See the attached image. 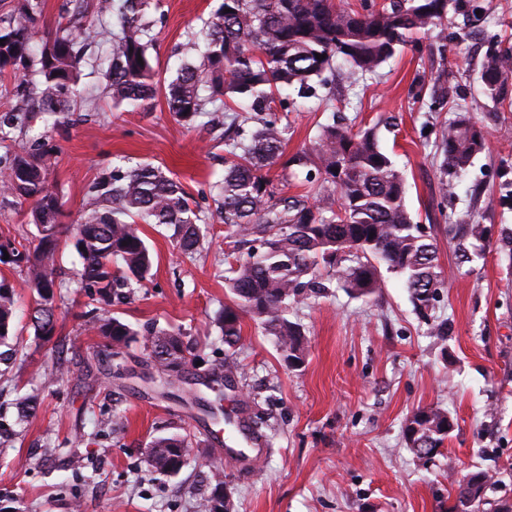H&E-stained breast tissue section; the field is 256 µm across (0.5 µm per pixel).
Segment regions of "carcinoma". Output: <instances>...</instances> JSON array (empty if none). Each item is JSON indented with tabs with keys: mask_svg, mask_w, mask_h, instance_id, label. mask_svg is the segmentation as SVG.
I'll return each mask as SVG.
<instances>
[{
	"mask_svg": "<svg viewBox=\"0 0 512 512\" xmlns=\"http://www.w3.org/2000/svg\"><path fill=\"white\" fill-rule=\"evenodd\" d=\"M450 0H389L359 12L333 0H220L200 41L186 44L184 60L165 87V102L176 120L190 124L211 103L233 112L253 113L256 126L244 128L231 117L224 129V179L218 185V212L231 228L232 238L248 246L235 258L226 278L232 303L224 305L218 327L224 342V381L238 376L236 352L241 342V319L249 316L274 338L283 360L298 368L305 359L302 326L288 318L290 309L325 290L320 269L356 297H371L385 287L382 271L400 276L415 310L433 307L446 284L437 262V246L415 223L406 202L403 173L381 147L376 127L352 132L334 123L322 126L317 140L291 156L284 152V128L274 114L277 93L294 89L304 97L323 85L322 74L342 60L351 76L373 74L396 49L416 42L443 24ZM42 0H19L17 13L0 18V76L17 80L13 111L30 121L38 115L57 126L64 123L83 76L86 41L100 32L81 20L93 16L116 19L109 42L111 66L108 89L116 107L152 110L157 95V71L150 48L148 0H79L76 17L53 37L37 46L33 30ZM324 56L319 60L316 55ZM35 71L31 84L26 73ZM485 94L495 102L512 79V50L490 46L480 70ZM444 180L467 170L486 145L484 127L467 112L440 127L437 133ZM10 157L0 166V189L34 203L33 242L7 239L9 263L26 273V284L37 295L30 317L34 336L51 339L46 325L55 319L57 289L54 277L68 227L62 224L63 203L50 178L51 154L22 140L13 141ZM306 169V191L283 196L268 170ZM96 208L78 225L75 247L81 258L78 288L89 298L82 317L86 326L106 339L110 354L119 357L139 333L118 317L103 314L122 289L142 287L153 267L152 253L140 235L137 221L174 227L179 248L188 253L199 244L200 216L173 178L151 164L114 169L97 184ZM339 212L328 213L332 200ZM455 233L461 262L481 255L489 243L488 229L461 220L449 225ZM120 263L124 275L112 272ZM14 286L0 279V361H9L23 348L16 320ZM150 352L166 370L165 385L183 381L178 371L193 361V348L179 328L149 333ZM227 423L257 445L270 444L272 427L250 412ZM455 423L439 407L419 408L405 420L404 437L413 458L428 465L441 453ZM184 435L151 440L148 464L162 475L175 474L181 463ZM491 476L475 472L458 485L457 504L448 512H479L485 504ZM219 472L209 471L206 490L197 501L199 512H214L220 488Z\"/></svg>",
	"mask_w": 512,
	"mask_h": 512,
	"instance_id": "1",
	"label": "carcinoma"
}]
</instances>
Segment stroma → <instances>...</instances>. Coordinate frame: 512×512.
Wrapping results in <instances>:
<instances>
[{
  "label": "stroma",
  "mask_w": 512,
  "mask_h": 512,
  "mask_svg": "<svg viewBox=\"0 0 512 512\" xmlns=\"http://www.w3.org/2000/svg\"><path fill=\"white\" fill-rule=\"evenodd\" d=\"M475 2L479 15L449 12L446 55L430 51L437 36L431 32L398 49L375 74L352 78L339 62L324 73L317 96L287 94V153L310 146L334 117L355 130L378 125L382 147L404 173L408 208L437 243L448 276L437 302L419 314L390 273L369 299L329 288L289 313L308 337L296 369L243 317L242 373L235 390L221 396L200 380L224 360L215 318L229 301L224 271L233 261L230 229L215 203L224 178V114L186 125L161 95L149 112L113 107L106 39L89 43L69 124L52 128L39 120L22 137L52 147L53 186L67 224L93 209L92 185L116 164L149 163L181 183L205 218L203 246L182 255L172 229L141 225L154 256L152 276L115 299L110 312L139 329H182L198 364L174 395L163 396L146 339L123 357H106L104 339L80 316L81 259L71 246L55 270L64 286L56 333L35 339L29 314L36 298L25 273L0 263V277L16 289L24 340L23 352L0 373V422L16 427L0 434V512H196L204 464L223 470L235 512H442L464 476L484 470L495 476L488 499L512 500V264L498 244L501 232L512 230V210L498 204L501 183L512 180V102H493L480 81L488 43L512 47V0ZM218 5L162 0L148 11L160 80L175 74L188 39ZM461 111L485 127L487 145L445 193L434 131ZM31 209V202L0 195V237L34 234ZM467 212L488 225L491 244L462 263L448 226ZM439 321L448 333L436 338L430 325ZM33 392L42 398L39 410L17 423L19 402ZM194 394L220 400L232 416L259 403L276 429L272 445L255 449L222 419L188 406ZM429 406L448 410L457 426L424 468L408 451L403 427L410 413ZM174 433L189 438L187 465L174 476L151 471L150 441Z\"/></svg>",
  "instance_id": "1"
}]
</instances>
